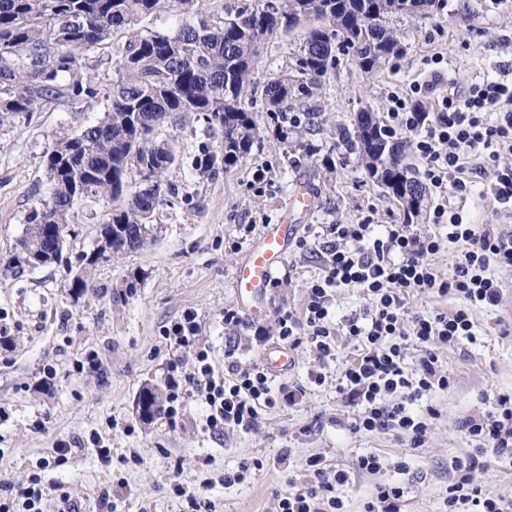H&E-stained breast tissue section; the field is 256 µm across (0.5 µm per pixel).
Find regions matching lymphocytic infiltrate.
<instances>
[{
    "label": "lymphocytic infiltrate",
    "instance_id": "lymphocytic-infiltrate-1",
    "mask_svg": "<svg viewBox=\"0 0 512 512\" xmlns=\"http://www.w3.org/2000/svg\"><path fill=\"white\" fill-rule=\"evenodd\" d=\"M501 77L472 86L464 94L441 93L444 75L432 70L425 87L410 96L392 97L386 127L407 135L411 150L424 162V174L437 201L431 221L446 236L390 225L386 238L376 237L369 222L329 224L315 246L322 274L307 283L302 311L280 310L274 320L278 340L297 348L308 346L319 359L330 358L337 336H347L357 356L342 373L336 390L353 410L350 430L375 433L398 427L408 447H421L429 419L410 414L406 406L451 388L437 350L473 336L471 309L499 307L505 285L491 267L512 268V232L471 224L463 216L473 177L488 178L499 203H512V62L495 63ZM434 94L432 111L413 104L421 92ZM455 248L449 269L437 255L445 245ZM359 289L368 306L333 324L329 298L336 289ZM454 298L455 303L431 313L407 307L411 292ZM417 349L409 358V349ZM186 382L206 404V426L212 431L254 429L262 412L276 403L264 368L228 362L217 370L207 351H197ZM461 428L476 448L455 461L456 479L448 489V512H503L501 500L486 493L478 481L489 461L512 460V395L501 394L491 409L466 418ZM306 483L290 485L277 497V512H344L338 486L349 482L345 470H327L323 457L307 459Z\"/></svg>",
    "mask_w": 512,
    "mask_h": 512
}]
</instances>
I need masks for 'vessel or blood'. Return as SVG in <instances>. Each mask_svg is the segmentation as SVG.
<instances>
[{
    "mask_svg": "<svg viewBox=\"0 0 512 512\" xmlns=\"http://www.w3.org/2000/svg\"><path fill=\"white\" fill-rule=\"evenodd\" d=\"M297 228L287 221L267 225L237 268L232 286L242 311L251 318L265 315V296L272 271L284 263Z\"/></svg>",
    "mask_w": 512,
    "mask_h": 512,
    "instance_id": "obj_1",
    "label": "vessel or blood"
}]
</instances>
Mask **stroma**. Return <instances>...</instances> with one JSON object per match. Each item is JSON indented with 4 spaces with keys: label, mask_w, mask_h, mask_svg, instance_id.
<instances>
[{
    "label": "stroma",
    "mask_w": 512,
    "mask_h": 512,
    "mask_svg": "<svg viewBox=\"0 0 512 512\" xmlns=\"http://www.w3.org/2000/svg\"><path fill=\"white\" fill-rule=\"evenodd\" d=\"M390 25L403 55L365 72L351 54L337 51L336 67L320 87L288 100L292 123L271 119L263 87L289 70L303 33L266 41L250 96L260 136L236 167L219 161L199 172L204 149L217 142L203 118L178 129L160 127V137L177 140L178 158L166 175L172 191L144 246L92 268L93 290L74 297L71 272L96 249L110 211L94 199L76 204L61 263L20 272L0 265V482L19 488L40 476L55 488L43 500V512H68L73 504L81 512H100L105 495L115 512H185L186 502L172 490L177 483L200 489L216 512H275L276 494L289 479L305 481L306 459L319 455L328 468L350 470V482L337 490L348 512H364L381 483L403 488L402 512H444L455 480L450 464L475 446L461 420L489 409L498 394L512 393V333L502 328L512 320V270L494 269L509 289L500 307L474 308L475 340L439 349L454 384L413 404L421 415L430 407L438 412L422 447L407 448L395 429L350 431L352 411L342 407L336 384L356 350L342 336L326 360L303 346L290 350L292 366L274 383L301 387L303 397L295 405L278 401L251 431L208 430L206 407L194 392L180 399L173 424L163 414L143 422L135 406L145 384L165 388L183 378L200 349L216 367L229 349L241 366L265 365L276 342L257 331L273 325L281 309L302 310L307 283L321 273L317 254L290 246L273 274L278 285L267 293L263 318L245 316L228 325L224 310L238 305L231 280L247 249L265 225L280 219L300 185L309 186L315 202L297 222L298 238L313 240L323 225L366 218L380 234L386 225L402 223L401 207L339 135L353 129L359 112L385 117L390 95L424 84L433 55L443 57L448 86L462 91L482 82L493 45L512 38V0H446L426 15L392 17ZM84 70L100 85L96 98L57 103L0 127V258L14 252L28 214L46 191L43 155L53 136L97 120L107 106L117 70L111 47L90 53ZM464 212L469 222L512 230V207H494L484 180H475ZM188 310L196 316L197 341L184 348L165 334ZM91 353L96 363H88ZM312 370L324 374L322 384L310 382ZM63 442L75 449L65 464L53 465ZM370 452L404 457L407 467L354 472L355 458ZM244 464L245 480L225 484V472ZM63 490L69 500L60 499Z\"/></svg>",
    "instance_id": "stroma-1"
}]
</instances>
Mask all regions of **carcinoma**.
<instances>
[{"instance_id": "cac0c4a2", "label": "carcinoma", "mask_w": 512, "mask_h": 512, "mask_svg": "<svg viewBox=\"0 0 512 512\" xmlns=\"http://www.w3.org/2000/svg\"><path fill=\"white\" fill-rule=\"evenodd\" d=\"M408 0H259L211 17L202 0H0V127L60 102L99 94L95 78L79 75L88 53L122 33L117 78L103 116L54 138L45 153L46 198L27 217V228L8 264L22 270L58 263L66 228L79 196L112 203L100 245L72 279L84 295L89 268L105 253L144 244L161 201L166 172L176 161L175 142L158 139L163 124L175 127L194 114L215 128L216 150L200 161L205 173L217 158L224 168L243 161L260 136L247 104L254 86L259 45L315 17L324 26L304 35L291 73L264 85L267 111L282 110L297 89L318 87L336 66V36L357 65L371 71L404 53L387 25L406 14ZM167 10L177 18L170 32L139 28ZM347 138L359 149L369 176L397 201L406 223L427 204L426 187L403 163L407 141L389 132L369 111L358 113ZM143 188L126 195L131 175ZM163 392L146 385L136 409L144 421L160 413Z\"/></svg>"}]
</instances>
